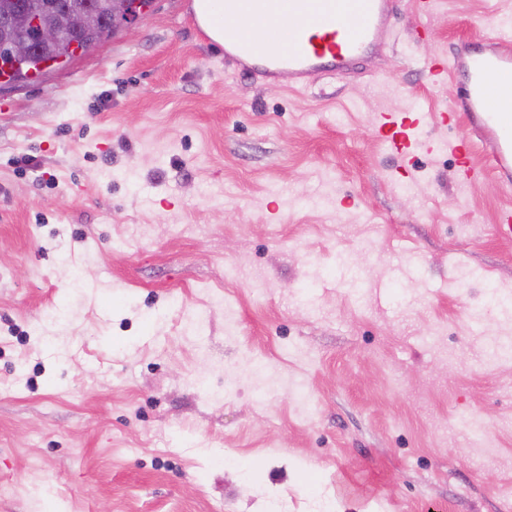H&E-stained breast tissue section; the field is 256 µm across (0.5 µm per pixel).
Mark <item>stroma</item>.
<instances>
[{
    "label": "stroma",
    "mask_w": 512,
    "mask_h": 512,
    "mask_svg": "<svg viewBox=\"0 0 512 512\" xmlns=\"http://www.w3.org/2000/svg\"><path fill=\"white\" fill-rule=\"evenodd\" d=\"M410 2L298 92L188 0L0 83V512H512V191L462 182L426 71L512 0ZM423 120L421 113L383 112L377 122V134L396 155L408 159L421 148L431 149L430 142L421 139Z\"/></svg>",
    "instance_id": "35a3bbf8"
}]
</instances>
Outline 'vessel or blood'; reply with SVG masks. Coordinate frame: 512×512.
Segmentation results:
<instances>
[{
    "label": "vessel or blood",
    "instance_id": "1",
    "mask_svg": "<svg viewBox=\"0 0 512 512\" xmlns=\"http://www.w3.org/2000/svg\"><path fill=\"white\" fill-rule=\"evenodd\" d=\"M396 0H224L226 21L224 59L237 70L268 81L284 80L289 87L307 88L326 75L349 76L393 34ZM249 14L266 27L265 38L253 37L233 25L231 17ZM434 80L459 74L463 80L451 111L442 119L468 120L472 134L451 142L461 160L463 180L477 187L493 176L512 186V110L490 98L491 89L512 95V34L495 31L486 46L436 57L428 64ZM418 113L385 112L377 122L378 136L401 158L424 148ZM482 147L485 165H471L474 147Z\"/></svg>",
    "mask_w": 512,
    "mask_h": 512
}]
</instances>
